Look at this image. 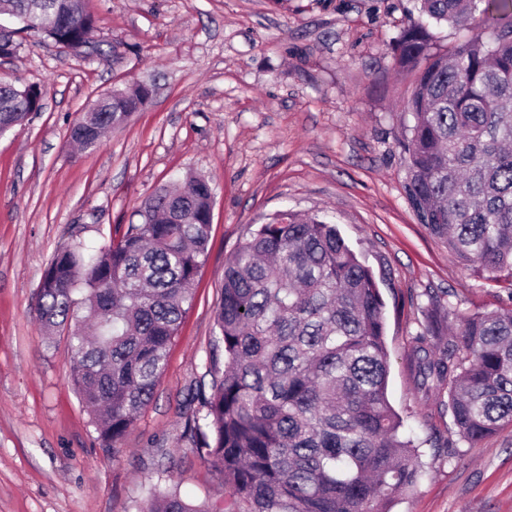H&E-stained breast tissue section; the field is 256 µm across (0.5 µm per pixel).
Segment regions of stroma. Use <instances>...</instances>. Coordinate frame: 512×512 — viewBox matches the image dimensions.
I'll return each instance as SVG.
<instances>
[{"mask_svg":"<svg viewBox=\"0 0 512 512\" xmlns=\"http://www.w3.org/2000/svg\"><path fill=\"white\" fill-rule=\"evenodd\" d=\"M99 52L17 38L0 81L43 93L41 112L0 134V512H135L162 477L197 501L224 478L184 438L224 286V264L257 225L319 213L374 272L385 303L388 397L422 443L425 473L393 512H512V425L477 447L441 406L422 408L409 341L427 291L461 314L492 311L501 284L458 263L419 223L399 140L413 78L393 42L411 0H84ZM137 83L151 100L87 150L70 128L102 94ZM195 173L215 190L209 254L153 400L119 453L104 448L71 378L65 337L47 338L37 291L53 254L96 249L139 223L144 199Z\"/></svg>","mask_w":512,"mask_h":512,"instance_id":"obj_1","label":"stroma"}]
</instances>
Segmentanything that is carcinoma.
Wrapping results in <instances>:
<instances>
[{
	"label": "carcinoma",
	"mask_w": 512,
	"mask_h": 512,
	"mask_svg": "<svg viewBox=\"0 0 512 512\" xmlns=\"http://www.w3.org/2000/svg\"><path fill=\"white\" fill-rule=\"evenodd\" d=\"M0 56L15 36L41 32L87 47L96 19L74 0H7ZM427 21L394 41L416 72L398 142L419 223L460 262L509 282V306L459 315L429 296L412 337L418 391H448L456 434L479 445L512 425V0H417ZM477 24L448 54L431 25ZM39 92L0 85V127L19 125ZM140 85L97 100L70 139L96 146L148 100ZM209 178L162 187L130 224L93 253L57 251L38 287L39 322L66 333L72 383L104 446L119 452L153 399L170 345L191 308L208 254ZM384 302L372 270L336 227L288 210L259 225L227 261L212 354L192 389L187 432L224 474V499L195 505L155 484L136 512H391L424 469L387 392Z\"/></svg>",
	"instance_id": "carcinoma-1"
}]
</instances>
